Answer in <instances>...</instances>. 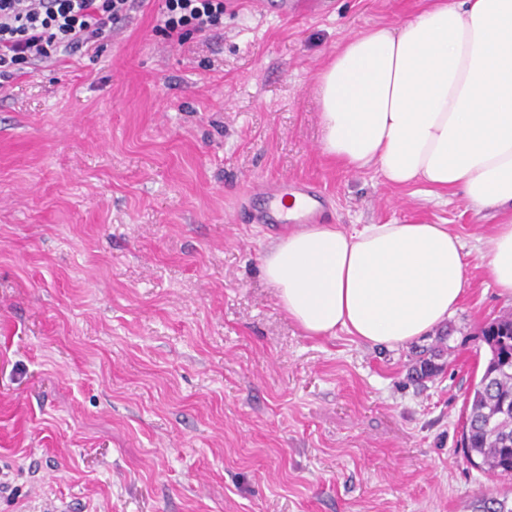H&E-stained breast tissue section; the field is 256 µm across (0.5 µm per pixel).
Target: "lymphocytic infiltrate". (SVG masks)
I'll return each mask as SVG.
<instances>
[{
  "mask_svg": "<svg viewBox=\"0 0 512 512\" xmlns=\"http://www.w3.org/2000/svg\"><path fill=\"white\" fill-rule=\"evenodd\" d=\"M143 0H0V79L23 66L70 56L111 37ZM164 35L182 40L200 33L224 15V0H163Z\"/></svg>",
  "mask_w": 512,
  "mask_h": 512,
  "instance_id": "1",
  "label": "lymphocytic infiltrate"
}]
</instances>
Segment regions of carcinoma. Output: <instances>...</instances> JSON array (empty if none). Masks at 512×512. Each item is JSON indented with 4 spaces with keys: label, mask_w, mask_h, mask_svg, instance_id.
Masks as SVG:
<instances>
[{
    "label": "carcinoma",
    "mask_w": 512,
    "mask_h": 512,
    "mask_svg": "<svg viewBox=\"0 0 512 512\" xmlns=\"http://www.w3.org/2000/svg\"><path fill=\"white\" fill-rule=\"evenodd\" d=\"M489 358L468 391V415L461 445L470 463L493 477H512V418L502 416L501 401L512 399V314L482 328Z\"/></svg>",
    "instance_id": "cac0c4a2"
}]
</instances>
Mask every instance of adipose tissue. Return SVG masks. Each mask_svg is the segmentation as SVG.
Listing matches in <instances>:
<instances>
[{
  "instance_id": "obj_1",
  "label": "adipose tissue",
  "mask_w": 512,
  "mask_h": 512,
  "mask_svg": "<svg viewBox=\"0 0 512 512\" xmlns=\"http://www.w3.org/2000/svg\"><path fill=\"white\" fill-rule=\"evenodd\" d=\"M320 148L395 186L461 192L499 215L486 273L512 298V0H430L413 19L348 37L317 76ZM260 269L309 336L344 332L395 350L457 310L470 285L444 224H306Z\"/></svg>"
}]
</instances>
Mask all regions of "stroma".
Listing matches in <instances>:
<instances>
[{
    "label": "stroma",
    "instance_id": "1",
    "mask_svg": "<svg viewBox=\"0 0 512 512\" xmlns=\"http://www.w3.org/2000/svg\"><path fill=\"white\" fill-rule=\"evenodd\" d=\"M161 0L98 46L0 89V512H480L512 480L469 464L482 328L512 313L486 276L493 211L326 159L314 82L354 33L427 0H328L317 16L224 0L168 40ZM324 198L351 229L459 236L472 284L437 334L387 350L310 337L277 305L254 182Z\"/></svg>",
    "mask_w": 512,
    "mask_h": 512
}]
</instances>
